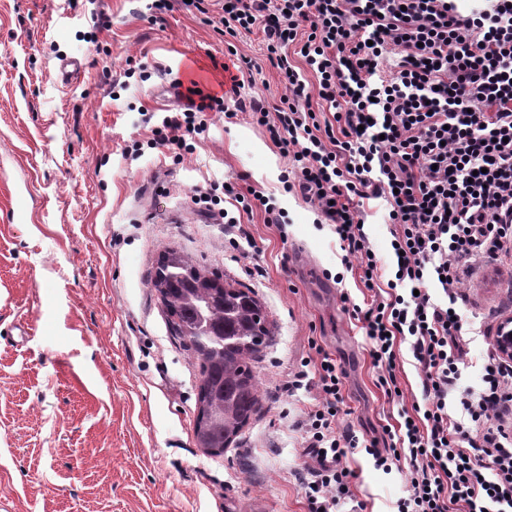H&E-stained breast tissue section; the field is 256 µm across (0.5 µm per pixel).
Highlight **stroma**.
I'll use <instances>...</instances> for the list:
<instances>
[{
    "label": "stroma",
    "instance_id": "stroma-1",
    "mask_svg": "<svg viewBox=\"0 0 512 512\" xmlns=\"http://www.w3.org/2000/svg\"><path fill=\"white\" fill-rule=\"evenodd\" d=\"M258 71L241 100L286 94L261 29L225 40L204 15L175 7L156 21L147 0H0V512H306L296 424L316 389L288 395L309 339L346 372L338 429L371 438L419 396L420 371L401 344L400 397L375 384L369 341L345 302L367 293L357 258L343 260L313 201L285 192L287 157L248 112L207 115L193 153L126 158L151 136L146 115L179 111L183 66L210 68L228 46ZM81 67L58 77L63 59ZM149 72L120 95L128 65ZM236 182L274 196L283 228L243 216L254 247L233 248L197 189ZM251 289L273 336L258 365L260 408L216 455L194 441L200 366L170 331L150 285L164 250ZM466 320L461 388L478 391L480 333L512 295V265L488 260L460 288ZM366 512H391L405 473L349 455Z\"/></svg>",
    "mask_w": 512,
    "mask_h": 512
}]
</instances>
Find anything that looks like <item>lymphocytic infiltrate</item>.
<instances>
[{
    "mask_svg": "<svg viewBox=\"0 0 512 512\" xmlns=\"http://www.w3.org/2000/svg\"><path fill=\"white\" fill-rule=\"evenodd\" d=\"M187 9L216 14L221 34L262 27L290 95L270 107L250 102V117L291 163L285 190L314 202L345 257L360 259L365 288H388L347 308L370 341L377 387L399 395L400 344L421 370L420 401L379 441L338 431L344 372L329 353L284 383L292 393L316 375L322 396L303 425L316 465L296 477L308 512H365L346 464L355 449L386 472L408 464L397 512H512V361L488 345L480 390H460L458 292L482 259L512 261V0H479L465 13L455 0H189ZM390 51L398 60L387 73L380 63ZM212 68L228 92L200 97L184 86V111L164 116L132 156L149 146L180 161L205 132V113L234 118L228 100L252 64ZM316 103L327 118L313 114ZM225 198L281 222L274 197L235 182L198 190L195 203L212 215ZM372 200L387 209L399 248L389 280L363 227Z\"/></svg>",
    "mask_w": 512,
    "mask_h": 512,
    "instance_id": "f902f5d3",
    "label": "lymphocytic infiltrate"
}]
</instances>
